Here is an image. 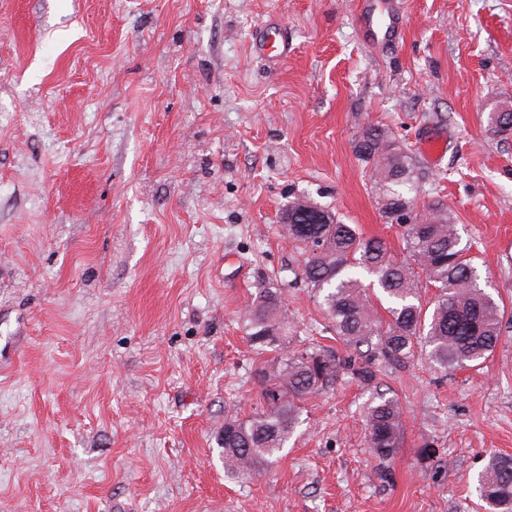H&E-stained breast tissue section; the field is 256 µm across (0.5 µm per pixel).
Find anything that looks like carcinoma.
Returning <instances> with one entry per match:
<instances>
[{"mask_svg": "<svg viewBox=\"0 0 512 512\" xmlns=\"http://www.w3.org/2000/svg\"><path fill=\"white\" fill-rule=\"evenodd\" d=\"M487 120L494 132L512 131V112H490ZM355 153L389 220L416 210L415 160L388 129H363ZM283 220L284 234L307 253L302 280L321 298L336 336L355 355L293 349L281 290L258 289L244 314L245 332L254 349L272 355L259 377L288 389L265 392L267 409L248 420L224 419V476L237 481L264 472L294 433L300 403L347 373L376 392L364 419L369 451L386 479L400 448L402 411L380 390L381 366L406 364L422 352L444 372L463 365L477 368L498 344L505 310L481 287L472 246L462 244L458 225L441 201L426 205L422 219L405 227L399 259L383 239L364 236L357 225L344 223L308 196L291 200ZM360 271L374 277L388 303L385 312L373 302L370 285L357 277ZM424 288L438 290L430 310L420 303ZM477 491L483 512H512V457H489Z\"/></svg>", "mask_w": 512, "mask_h": 512, "instance_id": "1", "label": "carcinoma"}]
</instances>
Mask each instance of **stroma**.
Listing matches in <instances>:
<instances>
[{"label": "stroma", "mask_w": 512, "mask_h": 512, "mask_svg": "<svg viewBox=\"0 0 512 512\" xmlns=\"http://www.w3.org/2000/svg\"><path fill=\"white\" fill-rule=\"evenodd\" d=\"M358 2L0 0V512H480L478 473L512 455V133L487 126L512 106V0H397L391 42ZM270 27L291 45L276 64L253 47ZM369 124L479 241L501 339L478 371L386 368L391 483L346 374L302 403L277 464L228 482L224 419L263 409L257 288L281 289L294 348L347 353L288 202L400 250L355 153Z\"/></svg>", "instance_id": "1"}]
</instances>
